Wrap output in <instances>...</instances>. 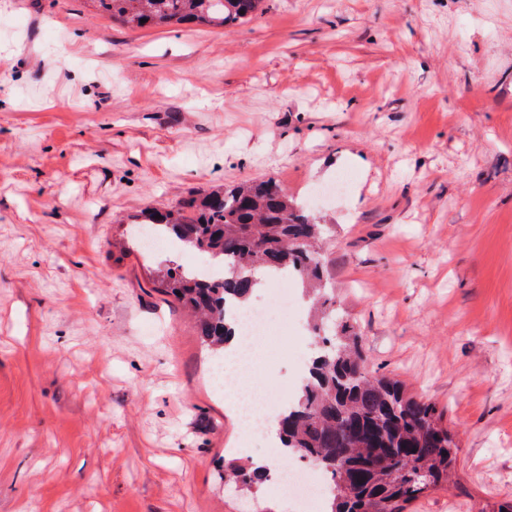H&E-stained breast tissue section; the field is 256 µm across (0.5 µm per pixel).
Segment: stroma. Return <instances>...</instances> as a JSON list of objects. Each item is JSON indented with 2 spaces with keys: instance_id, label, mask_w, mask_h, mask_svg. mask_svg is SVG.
<instances>
[{
  "instance_id": "35a3bbf8",
  "label": "stroma",
  "mask_w": 512,
  "mask_h": 512,
  "mask_svg": "<svg viewBox=\"0 0 512 512\" xmlns=\"http://www.w3.org/2000/svg\"><path fill=\"white\" fill-rule=\"evenodd\" d=\"M0 512H241L220 366L131 215L275 179L329 225L370 369L459 456L405 512L512 500V0H262L132 31L0 0ZM350 174V189L312 188Z\"/></svg>"
}]
</instances>
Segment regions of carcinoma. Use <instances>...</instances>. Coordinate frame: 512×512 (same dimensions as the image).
<instances>
[{"mask_svg": "<svg viewBox=\"0 0 512 512\" xmlns=\"http://www.w3.org/2000/svg\"><path fill=\"white\" fill-rule=\"evenodd\" d=\"M97 11L136 30L200 22L233 26L256 14L262 0H92ZM155 234L224 268L219 278L192 269L158 270L163 292L197 318L203 342L224 354L232 336L228 308L238 307L264 268L307 288L316 310L314 349L296 398L278 415L279 439L293 461L318 465L327 482L324 512H404L429 489L448 484L459 448L435 403L405 392L403 384L367 367L363 337L336 315L317 243L327 233L269 178L190 195L158 212L133 217ZM224 478L253 493L269 474L235 458Z\"/></svg>", "mask_w": 512, "mask_h": 512, "instance_id": "obj_1", "label": "carcinoma"}]
</instances>
